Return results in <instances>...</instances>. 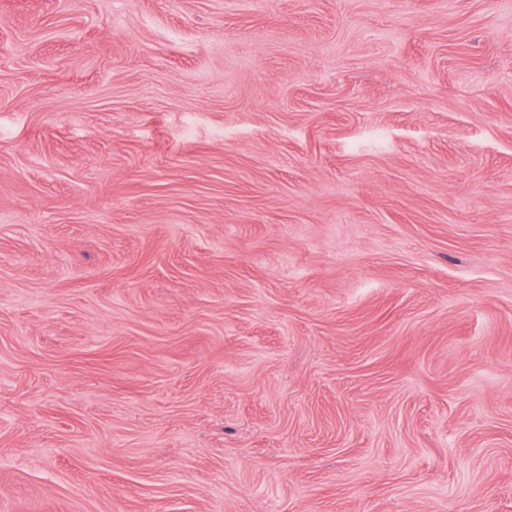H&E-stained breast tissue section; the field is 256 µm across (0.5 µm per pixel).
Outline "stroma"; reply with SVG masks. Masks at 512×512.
Here are the masks:
<instances>
[{
    "label": "stroma",
    "instance_id": "obj_1",
    "mask_svg": "<svg viewBox=\"0 0 512 512\" xmlns=\"http://www.w3.org/2000/svg\"><path fill=\"white\" fill-rule=\"evenodd\" d=\"M0 512H512V0H0Z\"/></svg>",
    "mask_w": 512,
    "mask_h": 512
}]
</instances>
